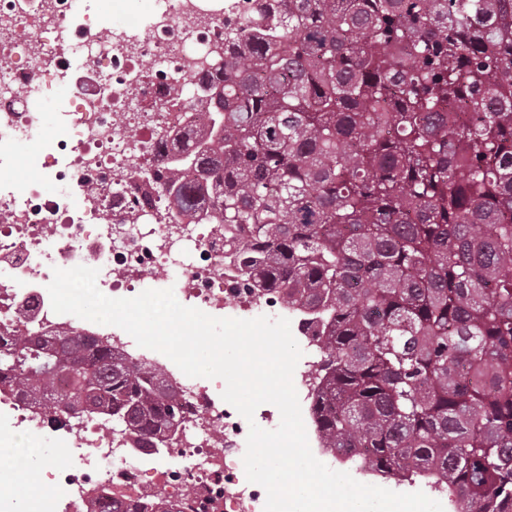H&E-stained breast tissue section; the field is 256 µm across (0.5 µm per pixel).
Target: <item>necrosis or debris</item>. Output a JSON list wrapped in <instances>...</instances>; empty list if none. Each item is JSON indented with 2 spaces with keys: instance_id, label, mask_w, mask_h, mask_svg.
<instances>
[{
  "instance_id": "necrosis-or-debris-1",
  "label": "necrosis or debris",
  "mask_w": 512,
  "mask_h": 512,
  "mask_svg": "<svg viewBox=\"0 0 512 512\" xmlns=\"http://www.w3.org/2000/svg\"><path fill=\"white\" fill-rule=\"evenodd\" d=\"M226 16L223 0H157L145 26L117 32L93 21L86 0H0V157L25 144L41 170L40 180L0 186V332H78L112 345L162 373L184 416L150 451L99 419L73 420L57 439L72 462L51 471V493H30L28 512H90L105 488L179 512H264L266 491L243 465L249 425L220 392L118 327L55 313L47 291L54 268L84 265L98 269L97 287L111 298L169 286L182 305L218 318L319 320L278 291L246 287L223 226L202 213L175 223L148 183L206 104L200 80L216 74ZM55 84L70 86L73 109L51 124L41 105ZM45 421L0 391L13 444L41 448Z\"/></svg>"
}]
</instances>
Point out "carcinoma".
<instances>
[{"label":"carcinoma","mask_w":512,"mask_h":512,"mask_svg":"<svg viewBox=\"0 0 512 512\" xmlns=\"http://www.w3.org/2000/svg\"><path fill=\"white\" fill-rule=\"evenodd\" d=\"M282 2L224 30L209 143L163 191L178 219L207 206L253 287L324 310L323 447L512 512V0ZM0 385L148 446L181 420L158 371L87 336L0 335ZM139 508L168 512H100Z\"/></svg>","instance_id":"cac0c4a2"}]
</instances>
